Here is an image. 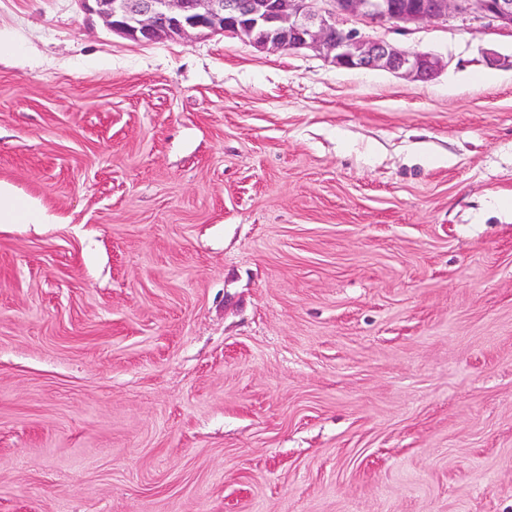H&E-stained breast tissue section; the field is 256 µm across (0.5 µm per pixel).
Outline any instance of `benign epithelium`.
I'll use <instances>...</instances> for the list:
<instances>
[{
    "label": "benign epithelium",
    "mask_w": 512,
    "mask_h": 512,
    "mask_svg": "<svg viewBox=\"0 0 512 512\" xmlns=\"http://www.w3.org/2000/svg\"><path fill=\"white\" fill-rule=\"evenodd\" d=\"M112 31L140 43L171 40L191 30L230 33L259 50L318 48L337 69H380L428 82L441 58L402 49L347 28L349 19L373 24H419L460 17L512 31V0H93Z\"/></svg>",
    "instance_id": "benign-epithelium-1"
}]
</instances>
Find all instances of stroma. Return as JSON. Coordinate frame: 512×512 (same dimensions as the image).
Here are the masks:
<instances>
[{
    "label": "stroma",
    "instance_id": "obj_1",
    "mask_svg": "<svg viewBox=\"0 0 512 512\" xmlns=\"http://www.w3.org/2000/svg\"><path fill=\"white\" fill-rule=\"evenodd\" d=\"M0 29L49 218L0 224V512H512V33L360 24L420 82L83 0Z\"/></svg>",
    "mask_w": 512,
    "mask_h": 512
}]
</instances>
